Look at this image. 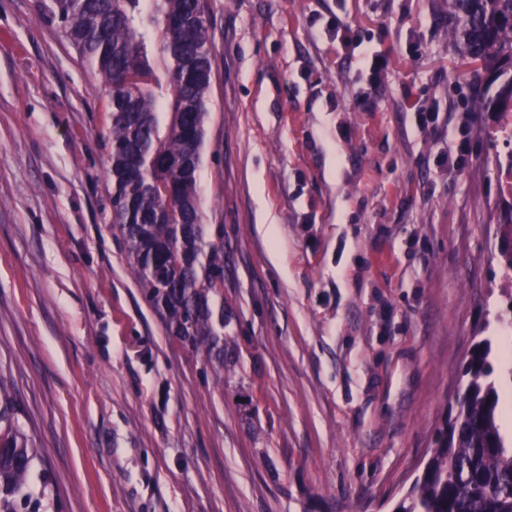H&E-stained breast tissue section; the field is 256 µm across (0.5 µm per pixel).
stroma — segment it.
I'll list each match as a JSON object with an SVG mask.
<instances>
[{
	"label": "stroma",
	"mask_w": 512,
	"mask_h": 512,
	"mask_svg": "<svg viewBox=\"0 0 512 512\" xmlns=\"http://www.w3.org/2000/svg\"><path fill=\"white\" fill-rule=\"evenodd\" d=\"M40 5L0 0V363L50 512H389L476 339L512 342L495 116L448 0H208L220 386L113 237L107 97ZM421 110L469 115L465 167Z\"/></svg>",
	"instance_id": "35a3bbf8"
}]
</instances>
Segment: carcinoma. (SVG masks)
<instances>
[{"label":"carcinoma","mask_w":512,"mask_h":512,"mask_svg":"<svg viewBox=\"0 0 512 512\" xmlns=\"http://www.w3.org/2000/svg\"><path fill=\"white\" fill-rule=\"evenodd\" d=\"M470 77L491 88L479 112L512 105V0H448ZM41 9L108 97L111 223L143 299L166 333L204 357L217 381L236 362L224 312V225L202 223L198 170L211 74L199 0H42ZM492 342L475 343L434 446L390 512H512V439L500 429ZM0 368V512H48L41 449L21 425Z\"/></svg>","instance_id":"cac0c4a2"}]
</instances>
